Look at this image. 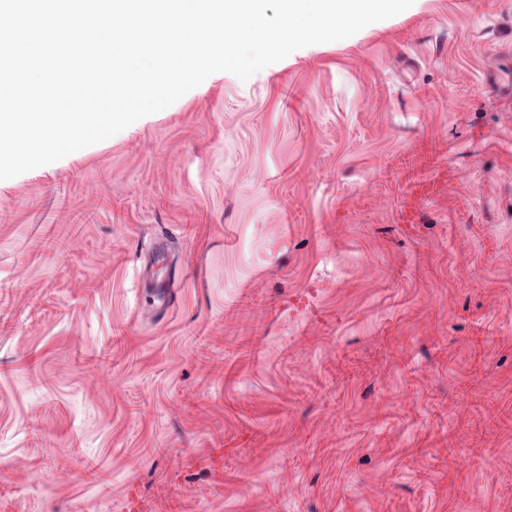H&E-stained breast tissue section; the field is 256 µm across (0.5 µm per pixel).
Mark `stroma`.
Returning a JSON list of instances; mask_svg holds the SVG:
<instances>
[{
    "mask_svg": "<svg viewBox=\"0 0 512 512\" xmlns=\"http://www.w3.org/2000/svg\"><path fill=\"white\" fill-rule=\"evenodd\" d=\"M512 0H415L0 181V512H512Z\"/></svg>",
    "mask_w": 512,
    "mask_h": 512,
    "instance_id": "stroma-1",
    "label": "stroma"
}]
</instances>
